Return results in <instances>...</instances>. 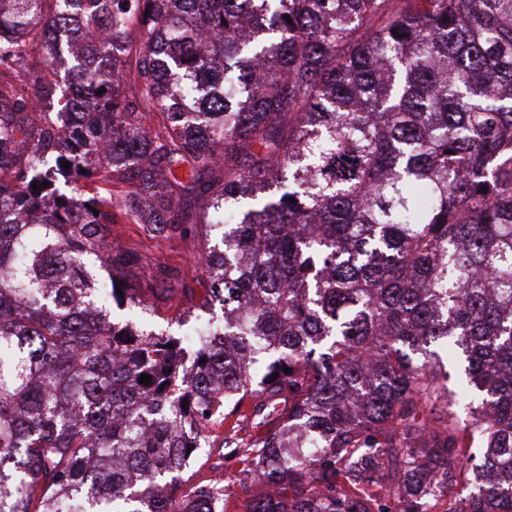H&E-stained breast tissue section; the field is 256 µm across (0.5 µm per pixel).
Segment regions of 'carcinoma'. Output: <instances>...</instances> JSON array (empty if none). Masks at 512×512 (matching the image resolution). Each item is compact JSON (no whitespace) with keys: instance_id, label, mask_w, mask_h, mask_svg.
Instances as JSON below:
<instances>
[{"instance_id":"carcinoma-1","label":"carcinoma","mask_w":512,"mask_h":512,"mask_svg":"<svg viewBox=\"0 0 512 512\" xmlns=\"http://www.w3.org/2000/svg\"><path fill=\"white\" fill-rule=\"evenodd\" d=\"M2 27L0 512H224L180 480L214 425L247 512H512V0H0ZM120 217L205 241L194 343L111 319L144 304Z\"/></svg>"}]
</instances>
